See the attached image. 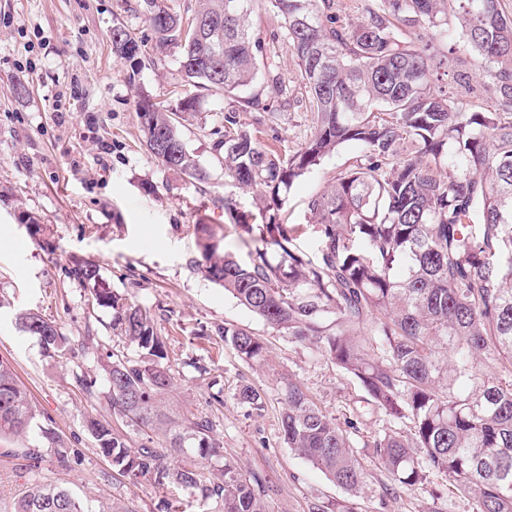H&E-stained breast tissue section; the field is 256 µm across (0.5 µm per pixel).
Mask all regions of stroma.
Segmentation results:
<instances>
[{"label": "stroma", "instance_id": "stroma-1", "mask_svg": "<svg viewBox=\"0 0 512 512\" xmlns=\"http://www.w3.org/2000/svg\"><path fill=\"white\" fill-rule=\"evenodd\" d=\"M137 0H0V361L8 362L27 388L41 418L51 420L71 453L59 466L55 451L38 459L18 455V440L0 439V512H15L30 477L72 489L88 512L104 505L132 504L138 512H166L177 490L162 492L144 477L113 471L85 429L87 419L111 420L101 361L107 353L136 357L135 348L112 331V310L92 306V286L69 274L85 260L99 268L101 286L127 295L150 310L168 339L173 387L168 408L182 417L214 424L224 453L243 472L261 479L267 512H312L313 506L343 504L346 512H474L442 476L429 488L405 490L379 463L373 441L389 428L384 413L368 405L361 383L312 345L268 328L224 288L205 280L196 263L195 226L213 225L225 252L247 259L261 246L259 232L224 221V201L233 199L250 224L264 217L252 193L225 178L215 148L224 114L236 112L239 127L264 147L292 152L310 136L301 101L298 68L280 17L262 9L252 14L263 57L278 68L282 93L264 79L226 98L223 91L198 90L184 81L175 56L128 79L129 64L112 52L114 23L143 38L151 29ZM196 95L197 114L181 130L187 150L208 174L200 183L170 171L142 148L135 112L139 94L158 103L175 92ZM277 113L274 125L260 123ZM357 153L347 145L295 184L280 219L297 227L292 242L310 259L323 240L310 224L305 201L325 190ZM44 224L32 235L21 217ZM34 310L55 321L77 345L75 356H45L38 337L22 332L18 312ZM242 328L267 346L265 361H245L219 331ZM94 380L85 392L80 378ZM299 383L346 433L366 468L362 494L351 496L284 443L282 390ZM266 395L263 410L237 404L239 386ZM224 401L211 402V390Z\"/></svg>", "mask_w": 512, "mask_h": 512}]
</instances>
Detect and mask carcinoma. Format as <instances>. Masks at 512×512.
<instances>
[{
	"mask_svg": "<svg viewBox=\"0 0 512 512\" xmlns=\"http://www.w3.org/2000/svg\"><path fill=\"white\" fill-rule=\"evenodd\" d=\"M254 2L198 0L184 12L164 0H138L137 7L156 51L177 53L188 84L233 97L258 75ZM263 2L287 25L310 137L282 154L238 129L235 112L224 113V176L263 189L265 246L239 260L212 242L209 225L198 224L197 266L272 330L313 344L362 384L371 405L393 421L374 448L396 486L419 488L443 475L474 500L476 512H512V13L503 0H364L363 19L346 25L335 0ZM111 39L136 80L146 42L121 23ZM463 48L478 58L492 91L486 107L448 95L434 80L442 69L474 92L458 55ZM136 114L151 158L206 179L181 137L195 118V99L164 108L142 96ZM346 144L357 156L307 199L325 241L314 262L290 247L276 211L281 194ZM224 217L253 231L228 198ZM71 274L95 283L99 269L79 261ZM93 299L112 308V329L138 352L135 359L106 355L113 413L164 434L132 449L124 434L92 418L86 430L101 455L131 479L147 477L204 506L265 512L262 486L224 455L212 422L181 424L158 405L172 377L150 311L106 288L93 289ZM374 313L367 340L358 328ZM330 314L332 327L323 323ZM16 324L51 358L70 351L57 324L41 314L21 312ZM222 336L243 358H264V344L250 331L226 326ZM235 399L260 411L265 393L244 384ZM36 419L27 389L1 361L0 437L23 439ZM38 428L58 462L69 464L54 427ZM280 429L298 456L347 494L362 493L364 468L346 435L298 383L286 387ZM175 454L187 461L172 464ZM16 512L88 510L68 488L35 478Z\"/></svg>",
	"mask_w": 512,
	"mask_h": 512,
	"instance_id": "carcinoma-1",
	"label": "carcinoma"
}]
</instances>
